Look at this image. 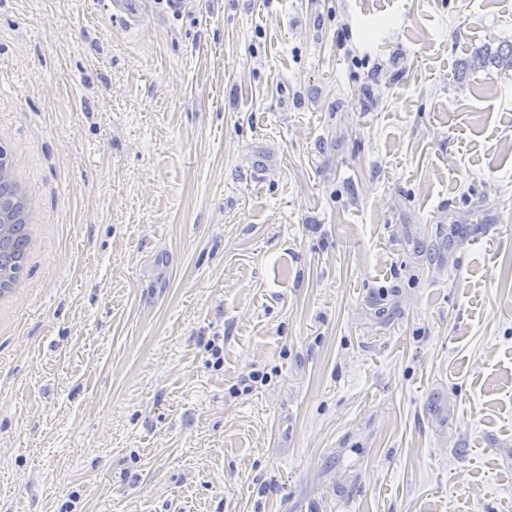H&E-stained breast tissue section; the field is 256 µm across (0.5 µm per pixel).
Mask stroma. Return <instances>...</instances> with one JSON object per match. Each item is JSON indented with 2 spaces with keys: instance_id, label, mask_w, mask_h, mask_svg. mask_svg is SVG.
<instances>
[{
  "instance_id": "35a3bbf8",
  "label": "stroma",
  "mask_w": 512,
  "mask_h": 512,
  "mask_svg": "<svg viewBox=\"0 0 512 512\" xmlns=\"http://www.w3.org/2000/svg\"><path fill=\"white\" fill-rule=\"evenodd\" d=\"M507 42L512 0H0L45 227L0 512H512V71L464 66ZM145 3L146 1L143 0H109L105 3V7L114 19L131 24L140 19Z\"/></svg>"
}]
</instances>
